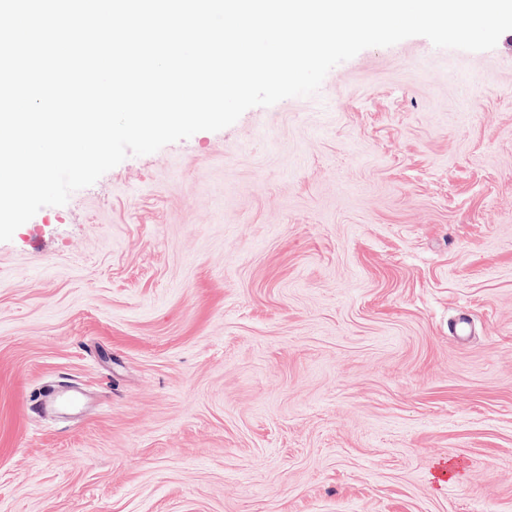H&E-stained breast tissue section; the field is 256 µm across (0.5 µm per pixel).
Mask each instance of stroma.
<instances>
[{"mask_svg": "<svg viewBox=\"0 0 512 512\" xmlns=\"http://www.w3.org/2000/svg\"><path fill=\"white\" fill-rule=\"evenodd\" d=\"M0 512H512V31L364 49L0 242Z\"/></svg>", "mask_w": 512, "mask_h": 512, "instance_id": "obj_1", "label": "stroma"}]
</instances>
